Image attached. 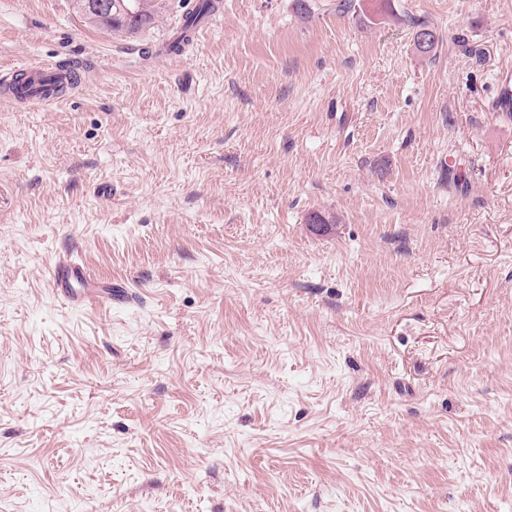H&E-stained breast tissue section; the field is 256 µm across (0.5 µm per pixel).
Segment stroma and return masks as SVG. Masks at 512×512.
<instances>
[{"instance_id": "obj_1", "label": "stroma", "mask_w": 512, "mask_h": 512, "mask_svg": "<svg viewBox=\"0 0 512 512\" xmlns=\"http://www.w3.org/2000/svg\"><path fill=\"white\" fill-rule=\"evenodd\" d=\"M306 2L0 0V512H512V0ZM82 1L73 0L74 8L113 33H134L146 27L154 20L156 11L155 0H95L96 11L104 13L97 15L92 8V0ZM81 5H86V10H81ZM186 10L183 16V31L181 36L171 45L174 51H180L190 42V31L196 27L216 7L217 0H183ZM24 77H33V80L24 89V93L20 94L24 100L35 106H51L56 104L60 97L54 96L51 91V85L60 76L56 66L49 64H25L13 67L9 71V75L15 78L19 74ZM51 282L55 293L73 305L112 304L132 298L122 285L91 281L87 270L68 258L55 260Z\"/></svg>"}]
</instances>
